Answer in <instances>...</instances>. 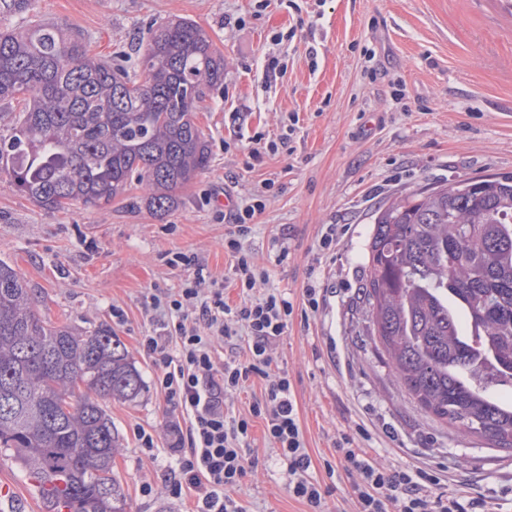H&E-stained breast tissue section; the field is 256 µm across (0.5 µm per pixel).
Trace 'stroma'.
Listing matches in <instances>:
<instances>
[{"label": "stroma", "instance_id": "obj_1", "mask_svg": "<svg viewBox=\"0 0 512 512\" xmlns=\"http://www.w3.org/2000/svg\"><path fill=\"white\" fill-rule=\"evenodd\" d=\"M182 18L223 53L224 86L195 110L210 165L177 190L171 210L120 197L101 208L50 211L17 192L0 169V260L37 289L42 318L79 331L110 329L143 376L136 401L101 402L120 437L112 469L126 512L195 508L194 494L175 499L164 489L169 426L178 415L156 390L158 367L140 345L154 329L145 311L151 296L176 292L191 276L170 266L176 252L195 255L223 282L229 305L242 303L218 199L258 192L266 207L243 249L269 273L259 292L285 293L296 309L272 356L293 386L329 512H348L355 481L324 469L336 462L343 434L378 465L431 469L445 477L441 492L512 512V451L422 417L362 340L353 309L383 202L408 188L512 173V11L500 0H0V31L54 24L108 61L140 58L150 26ZM272 57L285 61V73L268 76ZM292 112L299 117L293 128ZM257 132L277 149L250 170L249 138ZM330 224L339 231L326 253L320 239ZM312 280L327 292L304 318ZM116 308L123 318L113 317ZM141 429L152 434L153 452L142 450ZM245 454L246 473L231 493L245 512H305L262 421L254 422ZM146 482L153 495L141 493ZM2 486L0 512L15 503L46 512L14 461L0 463Z\"/></svg>", "mask_w": 512, "mask_h": 512}]
</instances>
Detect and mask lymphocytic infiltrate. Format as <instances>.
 <instances>
[{"mask_svg": "<svg viewBox=\"0 0 512 512\" xmlns=\"http://www.w3.org/2000/svg\"><path fill=\"white\" fill-rule=\"evenodd\" d=\"M264 208L263 195L255 194L240 200L227 217L231 228L224 237V249L235 259L234 279L245 293L269 277L242 245L252 221ZM170 263L193 267V276L176 293L167 295V319L158 321L154 333L142 342L161 365L155 386L183 417L172 425L176 442L167 483L170 496L180 498L184 489L192 488L197 494L196 512H243L230 492L246 472L243 448L253 419L259 418L288 476L289 493L304 502L309 512H325L326 492L309 473L311 458L292 384L286 373L274 369L271 355L273 344L288 331L293 303L285 294L268 292L232 307L225 304L222 288L194 258L178 252ZM242 327L249 336L246 361L217 362L216 343L233 342ZM254 377L266 382L262 399L252 404L247 415L225 412V393L240 389ZM336 450L344 471L359 476L352 486L354 512H495L483 500L435 493L440 482L435 473L376 466L350 436L337 439Z\"/></svg>", "mask_w": 512, "mask_h": 512, "instance_id": "1", "label": "lymphocytic infiltrate"}]
</instances>
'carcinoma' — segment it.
Wrapping results in <instances>:
<instances>
[{"label":"carcinoma","mask_w":512,"mask_h":512,"mask_svg":"<svg viewBox=\"0 0 512 512\" xmlns=\"http://www.w3.org/2000/svg\"><path fill=\"white\" fill-rule=\"evenodd\" d=\"M144 77L101 64L49 24L0 32V102L21 100L0 163L47 210L108 205L132 184L165 212L210 163L193 120L224 56L189 20L149 30ZM357 306L372 352L420 414L512 450V174L409 189L380 205ZM0 261V447L48 512H125L118 433L99 400L134 401L142 375L111 330L41 319Z\"/></svg>","instance_id":"carcinoma-1"}]
</instances>
